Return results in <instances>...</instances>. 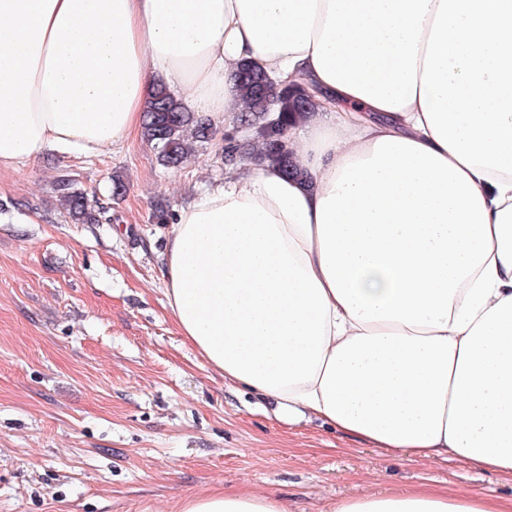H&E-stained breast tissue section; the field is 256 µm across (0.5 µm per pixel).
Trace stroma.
<instances>
[{"mask_svg":"<svg viewBox=\"0 0 512 512\" xmlns=\"http://www.w3.org/2000/svg\"><path fill=\"white\" fill-rule=\"evenodd\" d=\"M226 133L177 170L139 136L103 156L48 151L0 170V512H180L224 490L323 512L369 488L512 505V480L493 471L282 419L181 336L162 276L170 227L151 215L223 182ZM63 176L111 204L113 222L71 223L54 191ZM116 176L128 187L117 201Z\"/></svg>","mask_w":512,"mask_h":512,"instance_id":"35a3bbf8","label":"stroma"}]
</instances>
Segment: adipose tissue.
Segmentation results:
<instances>
[{"label": "adipose tissue", "instance_id": "ef3b65f1", "mask_svg": "<svg viewBox=\"0 0 512 512\" xmlns=\"http://www.w3.org/2000/svg\"><path fill=\"white\" fill-rule=\"evenodd\" d=\"M251 63L317 107L179 209L176 325L226 382L353 438L512 479V0H0V168L137 134L157 80L203 117ZM180 512H288L213 492ZM324 512H504L376 492Z\"/></svg>", "mask_w": 512, "mask_h": 512}]
</instances>
